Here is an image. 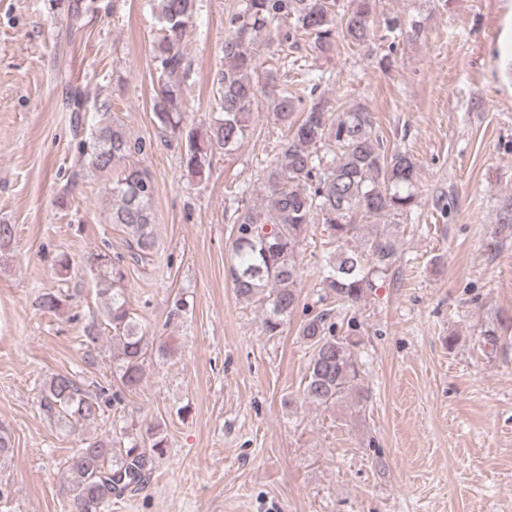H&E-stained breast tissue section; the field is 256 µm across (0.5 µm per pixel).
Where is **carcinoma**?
Returning a JSON list of instances; mask_svg holds the SVG:
<instances>
[{
  "label": "carcinoma",
  "instance_id": "carcinoma-1",
  "mask_svg": "<svg viewBox=\"0 0 512 512\" xmlns=\"http://www.w3.org/2000/svg\"><path fill=\"white\" fill-rule=\"evenodd\" d=\"M376 0H239L226 17L221 115L201 135L183 132L182 83L191 63L181 40L192 23L196 0H159L162 34L154 46L160 71L153 103L158 127L185 135L183 163L194 178L205 176L213 152L230 151L246 136L252 107L259 93L272 94L276 119L289 127V136L262 166L263 208L241 203L235 210L233 240L235 263L231 277L241 298L266 297L263 326L277 335L295 310L301 278L298 256L311 224H321L336 248L330 253L321 280L324 295L334 299L336 310L365 301L376 282L387 276L398 260L397 220L418 206L415 193L417 163L406 151L388 150L375 128L368 107L355 103L329 120L326 101L318 94L323 76L306 88L308 104L301 119H294L302 98L277 88L270 73H259L261 52L272 51L282 67L288 52L307 43L317 58H330L340 41L364 46L375 38L373 13ZM80 153L101 172H111V223L124 227L126 254L112 257L100 252L93 271L99 294L105 296L104 317L112 330L113 375L131 390L144 377L146 336L126 305L125 267L144 269L154 264L156 239L153 198L155 184L149 171L132 160L143 145L131 141L118 123L104 121L90 140L79 142ZM357 244H352L353 240ZM332 310L304 320L298 336L312 348L304 397L327 409L348 398L366 400L359 386L360 369L354 355L357 341L335 334ZM99 341L96 324L84 330L82 345L89 364ZM41 404L64 424H91L102 410L98 398L88 395L71 374H57L44 386ZM151 452L134 444L112 452V440L88 439L67 461L66 474L80 512H101L146 479L153 455H161L165 439L149 436Z\"/></svg>",
  "mask_w": 512,
  "mask_h": 512
}]
</instances>
